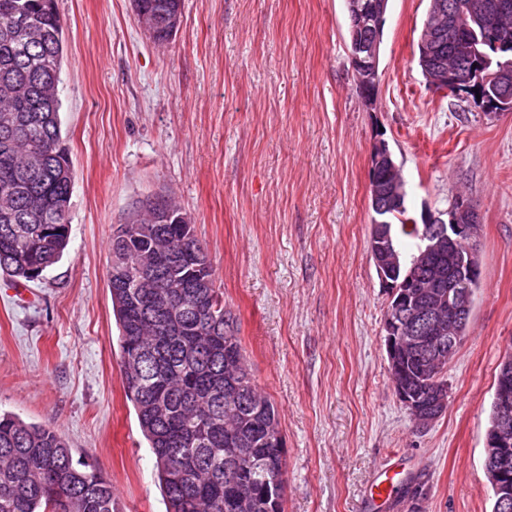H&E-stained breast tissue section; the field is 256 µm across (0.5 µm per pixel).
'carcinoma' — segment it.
<instances>
[{"label":"carcinoma","mask_w":512,"mask_h":512,"mask_svg":"<svg viewBox=\"0 0 512 512\" xmlns=\"http://www.w3.org/2000/svg\"><path fill=\"white\" fill-rule=\"evenodd\" d=\"M146 20L176 12L182 0H139ZM451 15L433 20L446 48L434 67L458 64L457 39L474 36L475 56L488 71L512 63V8L483 34L473 0H445ZM63 59V26L45 0H0V271L34 281L60 261L70 240L73 170L62 167L60 102L55 75ZM384 196L369 200L371 235L389 234L397 264L388 276L400 288L419 278L420 301L433 305L458 276L448 251L417 261L423 225L406 195L389 194L388 171L378 172ZM135 231L114 235L108 288L118 325L120 373L143 437L155 458L166 512H267L226 500L225 485L243 471L242 495L260 502L284 469V454L265 444L278 427L273 403L253 381L224 294L214 285L205 247L180 209L142 204ZM169 254L146 287L137 262ZM401 373H390L431 406L434 383L447 385L441 363L414 346L401 352ZM0 512H118L111 480L75 456L47 425L0 411Z\"/></svg>","instance_id":"1"}]
</instances>
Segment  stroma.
Here are the masks:
<instances>
[{
	"mask_svg": "<svg viewBox=\"0 0 512 512\" xmlns=\"http://www.w3.org/2000/svg\"><path fill=\"white\" fill-rule=\"evenodd\" d=\"M429 0H389L374 109L349 64L345 0H182L157 45L132 0H56L58 86L74 172L67 254L37 280L0 273V409L57 430L110 478L120 512H165L127 401L109 241L165 196L206 248L252 377L285 438L284 512H410L368 502L389 475L420 512H492L484 469L494 381L512 352V112L429 88ZM385 142L414 216L456 194L480 213V288L416 427L388 372L389 291L369 250L371 152Z\"/></svg>",
	"mask_w": 512,
	"mask_h": 512,
	"instance_id": "obj_1",
	"label": "stroma"
}]
</instances>
